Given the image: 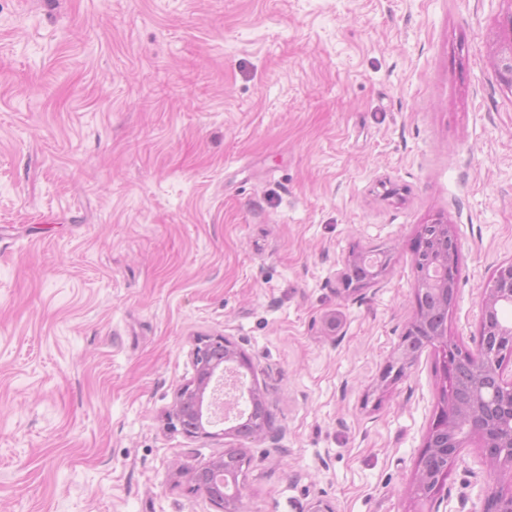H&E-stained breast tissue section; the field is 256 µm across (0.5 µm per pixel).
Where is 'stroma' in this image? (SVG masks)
<instances>
[{"label":"stroma","instance_id":"1","mask_svg":"<svg viewBox=\"0 0 512 512\" xmlns=\"http://www.w3.org/2000/svg\"><path fill=\"white\" fill-rule=\"evenodd\" d=\"M507 0H0V512H417L436 411L414 312L423 225L460 239L448 335L471 346L512 259ZM386 253L345 290L352 252ZM342 332L327 333L330 314ZM253 360L279 442L168 415L200 336ZM491 482L462 449L438 512ZM493 66L499 82L512 90V9L508 14L507 26L500 37ZM433 224H438L443 232L442 244L438 249V256L435 267L430 280L426 281L423 274L416 266L417 279L414 288L415 313L408 323L402 342L394 348L391 357L386 362L379 374L378 388L382 391L393 385L398 379L403 377L406 370L410 368L416 360L418 351L412 353L411 350L405 348L406 339L416 336L418 329L424 321L423 311L420 308V298L422 290L425 288L436 286L445 297V306L453 304L456 294V283L459 273V254L460 242L457 231L452 224L437 220ZM237 451L238 448H228L224 450V458L223 456H219L209 460L206 464H204L196 471L194 475L195 483L197 482L196 477L199 474H205L208 478H213L215 475L218 474H224V467L231 470L239 469L241 473L242 466L239 467V461L237 460L235 455Z\"/></svg>","mask_w":512,"mask_h":512}]
</instances>
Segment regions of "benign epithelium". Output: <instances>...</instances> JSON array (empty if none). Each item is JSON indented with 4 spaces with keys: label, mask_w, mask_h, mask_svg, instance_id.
<instances>
[{
    "label": "benign epithelium",
    "mask_w": 512,
    "mask_h": 512,
    "mask_svg": "<svg viewBox=\"0 0 512 512\" xmlns=\"http://www.w3.org/2000/svg\"><path fill=\"white\" fill-rule=\"evenodd\" d=\"M501 84L512 90V12L500 37L493 59ZM443 240L430 280L417 273L414 288L415 313L403 338L418 334L424 321L420 308L422 290L435 286L445 297V306L453 304L459 273L460 242L455 228L436 221ZM504 305H512V260L498 265L491 284L481 300L478 339L472 349L460 347L448 338L447 326L433 335L432 343L441 357L440 406L418 456L411 495L433 498L443 486L448 469L462 449L475 443L482 460L494 467L492 482L477 512H512V378L504 377L505 366L512 363V320L498 316ZM417 353L400 343L379 374L378 388L386 390L415 362ZM193 362L198 369L194 380L184 384L169 416L175 422L187 421L184 434L191 438L211 437L205 425V396L215 375L255 376V366L244 350L225 336H209L195 343Z\"/></svg>",
    "instance_id": "benign-epithelium-1"
}]
</instances>
